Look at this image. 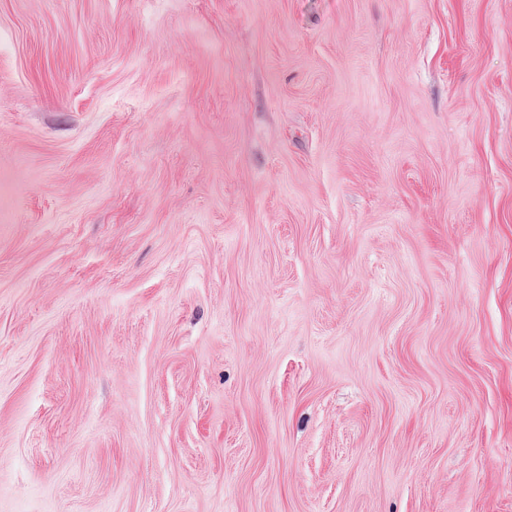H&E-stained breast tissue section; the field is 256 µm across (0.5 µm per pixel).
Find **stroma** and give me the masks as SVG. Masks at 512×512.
Wrapping results in <instances>:
<instances>
[{"label":"stroma","mask_w":512,"mask_h":512,"mask_svg":"<svg viewBox=\"0 0 512 512\" xmlns=\"http://www.w3.org/2000/svg\"><path fill=\"white\" fill-rule=\"evenodd\" d=\"M0 512H512V0H0Z\"/></svg>","instance_id":"35a3bbf8"}]
</instances>
